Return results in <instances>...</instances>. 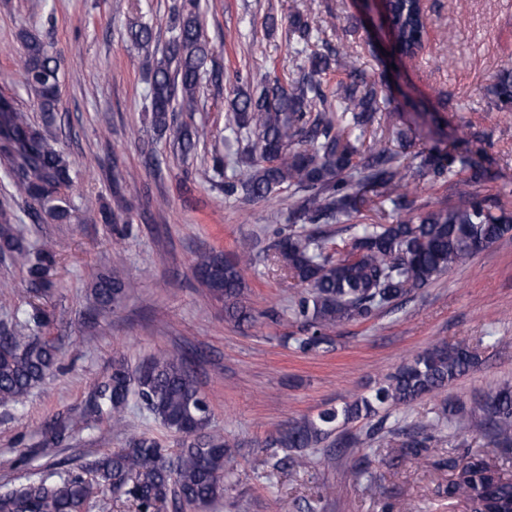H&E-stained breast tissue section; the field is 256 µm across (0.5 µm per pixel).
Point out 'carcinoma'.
Returning <instances> with one entry per match:
<instances>
[{
  "label": "carcinoma",
  "instance_id": "obj_1",
  "mask_svg": "<svg viewBox=\"0 0 512 512\" xmlns=\"http://www.w3.org/2000/svg\"><path fill=\"white\" fill-rule=\"evenodd\" d=\"M398 55L411 57L426 28L420 0L392 3ZM198 0H182L174 10L171 36L164 45L152 27L132 25L127 37L145 54L149 65V111L160 132H169L172 148L188 156L204 129L173 127V112H194L202 85L222 88L224 70L214 61L203 38ZM297 41L309 44L312 28L296 15L289 20ZM21 61L23 85L34 95L42 120L51 123L59 111L61 60L41 40L26 35ZM334 50L306 55L296 79L274 76L261 88L236 90L229 125L245 141L241 161L246 169L227 178L224 194L268 199L284 189L295 201L286 225L273 231L271 250L280 269L301 288L294 314L297 350L308 353L331 344L337 326L372 319L441 275L471 260L478 248L512 234V211L480 192L483 173L473 167L470 190L451 204L415 212L408 182L420 175L431 184L447 183L456 175L457 158L431 149L418 164L402 150L375 143L361 149L360 139L379 110L376 83L354 67L348 81L327 92L323 74L331 67ZM496 106L512 112V65L501 69L487 89ZM0 166L14 192L0 202V254L26 270L29 300L13 309L14 323L0 330V404L22 401L50 375L59 349L39 332L51 315L38 304L54 287L49 278L56 264L47 240L31 244L23 227L28 224H68L76 212L112 225L116 258L132 234L125 203L126 187L113 161L110 182L114 207L95 206L70 190L79 178L61 146L51 145L39 124L27 112L0 98ZM22 199L23 215L13 203ZM373 214L372 223L350 227L345 251L329 245L322 224L349 221ZM252 246L241 245L238 256L199 252L193 259L198 282L224 305V317L237 325L254 322L244 305L241 259ZM92 295L108 313L120 302L125 284L91 267ZM468 346H433L382 378L368 396L341 406H330L313 417L291 420L269 441L272 468L302 467L304 452L328 444L326 456L360 439L345 429L364 420L370 438L384 430L381 413L407 406L448 384L478 365ZM136 399L170 431L181 435L182 448L171 458L153 438L141 435L129 447L107 454L81 475L53 479L42 476L0 487V512H86L96 494L109 490L133 502L136 512H161L171 503L189 512H206L224 498L234 474L229 445L210 430L212 411L183 357L160 353L135 370L123 360L93 390L83 412L86 421L104 419L120 424L124 408ZM465 406L446 402L441 417L416 426L417 433L402 441L406 454L419 457L436 447L443 420L462 418ZM473 427L488 434L493 446L512 452V389L503 388L480 404ZM72 430L59 420L42 436L41 445L62 443ZM445 493L465 499L468 512H512V474L498 468L486 455H473L456 472Z\"/></svg>",
  "mask_w": 512,
  "mask_h": 512
}]
</instances>
